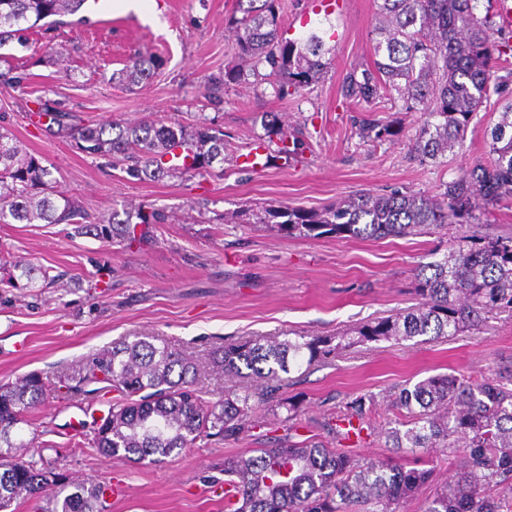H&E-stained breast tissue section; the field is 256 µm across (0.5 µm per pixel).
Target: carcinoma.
Listing matches in <instances>:
<instances>
[{"mask_svg": "<svg viewBox=\"0 0 512 512\" xmlns=\"http://www.w3.org/2000/svg\"><path fill=\"white\" fill-rule=\"evenodd\" d=\"M478 3L377 0L373 67L347 72L340 94L358 105L384 97L402 103L403 112L423 113L412 145L421 163L436 162L460 145L474 116L494 103L501 112L490 131L489 162L466 170L431 197L402 190L363 192L321 210L269 205L253 213L254 223L285 237H406L458 225L454 246L417 270L418 306L353 328L348 332L353 344L458 336L484 330L503 314L512 317V234L490 235L479 227L490 211L512 203V45L494 20L493 0H487L483 15ZM83 4L0 0V49L13 43L28 47L30 31L49 26V18L58 23L76 14ZM281 9V0H235L225 30L233 37L235 56L249 61L250 69L227 66L224 75L207 79L212 104L221 103L224 87L251 78L257 85H271L281 99L318 82L329 65L325 55L330 49L315 32L286 38ZM13 59L12 53H0V64L7 65V71L0 70V82L19 86L24 76L13 73ZM164 64L158 55L136 57L115 80L138 83ZM36 103L39 112L62 117L56 135L73 139L88 154L120 159L137 180L211 176L214 163L224 162V131L205 117L191 127L162 119L106 127L84 124L55 102ZM261 124L258 141L275 157L302 153V140L276 116H262ZM353 124L371 143L398 135L392 124L365 118ZM178 147L188 150L182 163L163 162ZM50 176L12 134L0 131V224H66L79 234L93 223L74 199L57 194ZM167 222L164 211L139 206L122 219L112 213V225H101L100 234L132 240L136 225ZM345 340L300 336L226 342L213 351L212 369L233 379L254 375L265 385L258 391L240 386L217 401L196 387L197 364L153 336L118 340L53 384L32 372L0 385V512H16L17 503L31 498L44 500L41 512H105L111 487L90 479L68 481L52 463L25 459L28 442L21 425L49 398L66 400L90 384L97 385L96 393L118 392L107 419L90 431L88 447L104 456L160 463L198 441L238 440L255 405L283 406L278 392L288 384L292 367L327 359L345 348ZM387 398L400 411L379 431L389 456L355 455L322 441H295L290 434L275 438L252 455L226 457L217 464L233 491L224 512H402L442 464L452 475L423 512H512V364L480 378L430 376L411 387H394ZM375 399L367 394L345 404L339 424L328 426L336 442L349 439L341 422L369 423Z\"/></svg>", "mask_w": 512, "mask_h": 512, "instance_id": "cac0c4a2", "label": "carcinoma"}]
</instances>
